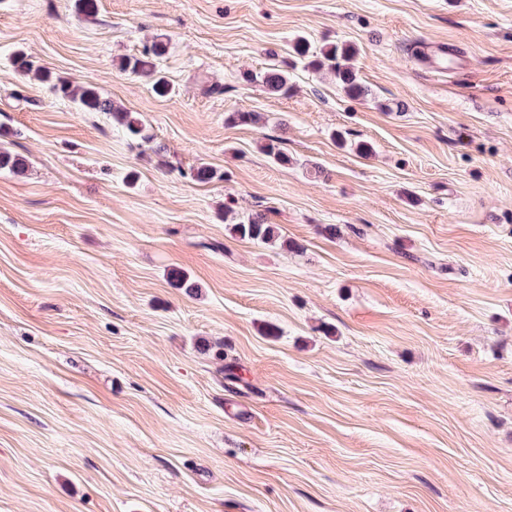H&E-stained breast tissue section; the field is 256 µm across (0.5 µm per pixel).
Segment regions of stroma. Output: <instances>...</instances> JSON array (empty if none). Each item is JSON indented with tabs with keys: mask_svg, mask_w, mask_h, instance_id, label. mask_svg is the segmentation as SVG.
<instances>
[{
	"mask_svg": "<svg viewBox=\"0 0 512 512\" xmlns=\"http://www.w3.org/2000/svg\"><path fill=\"white\" fill-rule=\"evenodd\" d=\"M95 2L0 0V512H512V0ZM296 55L308 59L306 66L315 72L326 71L332 74L338 83L352 96L363 97L367 88L359 82L353 67L355 50L348 44H331L320 49L315 55L309 54L310 48L304 39H298L293 45ZM166 53V44L162 40L153 41L144 47L139 55L121 59L120 67L130 74L146 78L156 94L164 96L169 92V83L158 68L160 58ZM244 79L249 83H258L263 90L271 95L286 96L292 89L288 71L284 69L269 68L259 73H246ZM55 87L64 97L79 102L86 109L110 115L115 122L123 126L133 136L139 137L143 142L149 143L153 140L152 135L146 132L145 126L132 112L123 110L111 99L103 97L95 87L72 84L61 79H58ZM224 222L229 224L230 231L234 236L250 242L262 244H276L280 242V247L288 250L290 244L287 239H282L279 227L276 224H268L266 218L261 213H256L247 222L237 221L234 211L227 207L224 209Z\"/></svg>",
	"mask_w": 512,
	"mask_h": 512,
	"instance_id": "obj_1",
	"label": "stroma"
}]
</instances>
